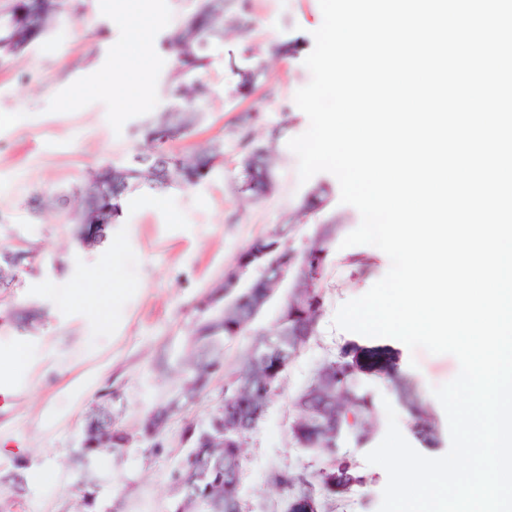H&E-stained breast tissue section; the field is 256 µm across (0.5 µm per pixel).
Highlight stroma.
<instances>
[{
    "label": "stroma",
    "instance_id": "1",
    "mask_svg": "<svg viewBox=\"0 0 512 512\" xmlns=\"http://www.w3.org/2000/svg\"><path fill=\"white\" fill-rule=\"evenodd\" d=\"M199 3L139 0L133 14L118 0H68L43 39L0 61V249L29 248L36 255L13 287L0 288V349L20 344L26 351L24 372L0 397L6 448L0 512H173L180 497L173 474L188 453L184 427L208 419L256 333L275 332L288 286L275 291L250 331L225 343V371L165 423L162 452L146 443L119 452L103 448L82 463L78 452L89 413L111 395L114 416L134 433L157 407L179 398L182 362L202 318L196 301L222 282L225 268L254 239L284 224L285 244L302 253L317 225L341 220L350 232L361 221L356 208L341 203L332 174L300 182L298 160L287 146L309 127L294 96L311 80L304 60L323 21L319 0H226L224 39L210 46L212 63L195 76L209 91L199 104L200 120L166 145L182 157L223 141L215 171L188 188L162 194L138 189L103 244L88 249L76 240L67 215L80 206L78 188L101 165L122 166L152 150L141 126L175 103L178 62L165 39ZM286 41L295 43V53L276 54L275 46ZM255 67L260 73L251 92L239 93V71ZM253 141L273 153V185L259 199L241 188L242 161ZM322 186L329 190L323 207L303 212ZM41 188L67 191L66 204L32 212L29 199ZM110 256L115 265H106ZM368 256L377 264L371 275L354 264ZM96 266L99 287L114 277L123 283L101 314L75 299L86 270ZM389 266L374 246H332L317 334L292 358L264 419L246 439L243 512H284L285 493L266 483L272 469L313 473L321 467L322 456L299 447L290 434L294 402L346 345L386 349L389 364L385 373L362 377L376 403L375 433L365 444L342 438L336 450L355 461L365 483L336 497L323 488L318 498L333 500L335 512H378L387 474L365 455L385 435L384 402L395 408L402 434H409L411 423L393 375L410 379L429 402L432 387L459 369L453 356L412 352L397 340L334 326L340 305L366 293ZM43 470L51 479L40 478Z\"/></svg>",
    "mask_w": 512,
    "mask_h": 512
}]
</instances>
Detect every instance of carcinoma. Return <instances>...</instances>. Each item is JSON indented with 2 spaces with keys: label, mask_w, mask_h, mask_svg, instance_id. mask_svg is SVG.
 Segmentation results:
<instances>
[{
  "label": "carcinoma",
  "mask_w": 512,
  "mask_h": 512,
  "mask_svg": "<svg viewBox=\"0 0 512 512\" xmlns=\"http://www.w3.org/2000/svg\"><path fill=\"white\" fill-rule=\"evenodd\" d=\"M67 0H7L0 7V58L19 55L26 52L35 42L43 38L48 30L49 20L61 13ZM224 39V0H202L198 9L177 29L171 31L167 42L174 48L180 65V74L184 82L178 85V99L182 104L176 106L181 112L176 125L170 116L162 114L145 122L142 130L145 138L155 143L156 149L136 157L133 166H114L107 164L95 174L92 182L80 190L86 222L103 224V233L109 226L116 224L123 213V206L133 190L146 184L151 189L163 192L172 185L193 186L208 178L217 166L222 155V146L210 144L193 150L188 156L174 159L161 146L177 134H185L198 121L199 111L195 101L204 94V88L195 83L194 75L211 65L209 46ZM271 168L268 150L259 145L251 147L242 163V188L257 196L264 194V172ZM245 312V305L239 310L209 311L193 333L194 356L188 367L187 390L185 398L193 399L200 394L197 380L201 370L210 367L218 370L223 367L221 350L224 342L239 335L235 331ZM367 368L384 367L387 358L379 350H367L359 355L342 348L336 358L323 364L306 385L305 391L315 395L318 400L327 399L336 408L345 432L356 436L375 432L373 423L374 403L370 392L363 387L354 369L356 365ZM274 361L266 367H256L252 363L250 350L240 357V366L224 394V399L234 398L237 391L251 385L263 383L264 369H271ZM403 394L409 403L416 404L411 413V432L421 444L429 446L441 441V430L434 411L420 399L416 387L406 379H400ZM320 453H327L323 466L311 476L287 469H274L267 478L268 485L282 491L303 490L305 494L317 491V485L328 484L327 478L337 479V486L348 491L363 483L353 460L336 456L331 448L320 445L313 447ZM214 458L222 459L223 470L231 471L225 482L240 484L241 461L226 457L225 449H211ZM176 480L188 492L202 500L196 512H210L205 500L212 499L225 492L223 487H208V482L198 478V470L189 466L181 468Z\"/></svg>",
  "instance_id": "carcinoma-1"
}]
</instances>
